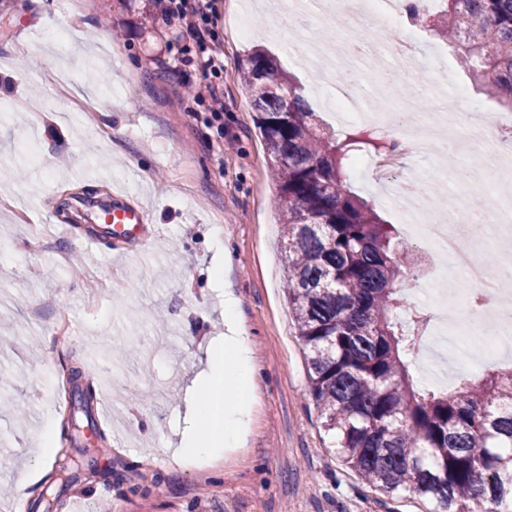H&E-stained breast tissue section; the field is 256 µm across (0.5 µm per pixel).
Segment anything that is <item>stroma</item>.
I'll return each mask as SVG.
<instances>
[{
  "instance_id": "35a3bbf8",
  "label": "stroma",
  "mask_w": 512,
  "mask_h": 512,
  "mask_svg": "<svg viewBox=\"0 0 512 512\" xmlns=\"http://www.w3.org/2000/svg\"><path fill=\"white\" fill-rule=\"evenodd\" d=\"M50 2L0 0V393L11 399L0 404V508L46 512L49 480L33 471L42 437L56 434L50 470L73 450L71 392H49L45 374L78 366L105 414L84 433L93 464L63 487L62 512L76 498L89 512H429L402 495L382 503L328 452L285 296L277 186L240 84L239 62L265 50L332 123L326 100L342 85L297 45L342 31L346 12L325 25L311 7L218 0L232 106L217 128L196 100L198 72L179 62L193 39L171 38L156 0ZM420 49L429 65L386 91L361 76L362 96L385 106L432 79L469 86L445 44L425 33ZM402 173L382 187L351 179L398 229ZM116 191L147 210L143 240L113 241L101 220ZM228 289L254 364L250 416L241 449L198 470L181 450L185 405L224 335Z\"/></svg>"
}]
</instances>
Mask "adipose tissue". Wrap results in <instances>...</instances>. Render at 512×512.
<instances>
[{"label": "adipose tissue", "mask_w": 512, "mask_h": 512, "mask_svg": "<svg viewBox=\"0 0 512 512\" xmlns=\"http://www.w3.org/2000/svg\"><path fill=\"white\" fill-rule=\"evenodd\" d=\"M224 324V342L211 347L201 396L191 408L196 431L185 447L192 456H212L222 448L239 446L246 429V394L253 387L254 370L229 290L224 293Z\"/></svg>", "instance_id": "adipose-tissue-1"}]
</instances>
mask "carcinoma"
<instances>
[{
	"instance_id": "carcinoma-1",
	"label": "carcinoma",
	"mask_w": 512,
	"mask_h": 512,
	"mask_svg": "<svg viewBox=\"0 0 512 512\" xmlns=\"http://www.w3.org/2000/svg\"><path fill=\"white\" fill-rule=\"evenodd\" d=\"M403 10L406 25L445 41L512 112V0H435L431 10L403 0ZM242 88L278 187L288 303L330 452L384 497L406 493L435 512H512V366L448 392L410 378L417 347L397 287L408 249L349 185L353 154L380 144L319 124L303 88L261 49L242 67ZM92 400L90 389L74 392L89 423Z\"/></svg>"
}]
</instances>
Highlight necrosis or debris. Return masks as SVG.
Wrapping results in <instances>:
<instances>
[{
    "instance_id": "4bbe7bcc",
    "label": "necrosis or debris",
    "mask_w": 512,
    "mask_h": 512,
    "mask_svg": "<svg viewBox=\"0 0 512 512\" xmlns=\"http://www.w3.org/2000/svg\"><path fill=\"white\" fill-rule=\"evenodd\" d=\"M401 23L398 0H351L348 35L328 42L311 39L305 49L335 59L344 74H355L366 61L358 42L360 32L372 33ZM467 96L465 88H456L448 99L426 112L413 111L407 101L398 100L391 111L367 122L369 132L384 138L387 148L356 156L357 174L381 179L414 157L450 152L464 157L473 150L481 153L487 167L512 173V113L481 119L464 111L461 102ZM475 191V185L468 183L462 190L463 200L451 199L446 183L419 172L398 186L399 194L417 206L419 241L413 247L411 282L427 287L435 280L439 263H446L451 281L443 300L452 303L460 299L470 306L466 320L458 323L450 336L442 337L426 317L430 301L411 296L414 334L424 354L443 342L469 353L490 345L512 346V296L504 295L498 285L499 279L512 276V204H493L482 215H475L464 202ZM487 249L497 256L492 270L477 258Z\"/></svg>"
}]
</instances>
